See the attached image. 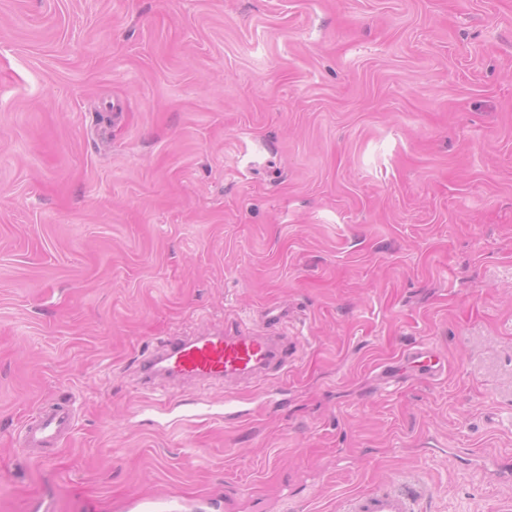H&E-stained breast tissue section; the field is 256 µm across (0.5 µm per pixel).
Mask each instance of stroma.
<instances>
[{
    "mask_svg": "<svg viewBox=\"0 0 512 512\" xmlns=\"http://www.w3.org/2000/svg\"><path fill=\"white\" fill-rule=\"evenodd\" d=\"M267 309L301 353L250 416L138 388ZM64 389L75 435L17 447ZM403 486L512 512V0H0V512ZM411 359L419 363L420 374L425 378H434L442 371L440 358L430 350L416 349L411 354Z\"/></svg>",
    "mask_w": 512,
    "mask_h": 512,
    "instance_id": "obj_1",
    "label": "stroma"
}]
</instances>
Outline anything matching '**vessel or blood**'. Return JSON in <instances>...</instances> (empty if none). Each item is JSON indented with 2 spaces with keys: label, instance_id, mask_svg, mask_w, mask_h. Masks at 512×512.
<instances>
[{
  "label": "vessel or blood",
  "instance_id": "obj_1",
  "mask_svg": "<svg viewBox=\"0 0 512 512\" xmlns=\"http://www.w3.org/2000/svg\"><path fill=\"white\" fill-rule=\"evenodd\" d=\"M262 329H244L235 325L221 331L206 330L195 336L172 335L138 362L139 382L153 388L156 381L168 379H206L218 382L264 383L284 375L299 355L300 346L284 336L272 335L268 327L281 320L279 312L264 315ZM421 374L433 378L442 371L440 358L430 350L412 354ZM77 427L71 395L36 407L24 420L15 436L18 447L44 451L56 447ZM420 497L398 490H378L349 499L345 512H418Z\"/></svg>",
  "mask_w": 512,
  "mask_h": 512
}]
</instances>
